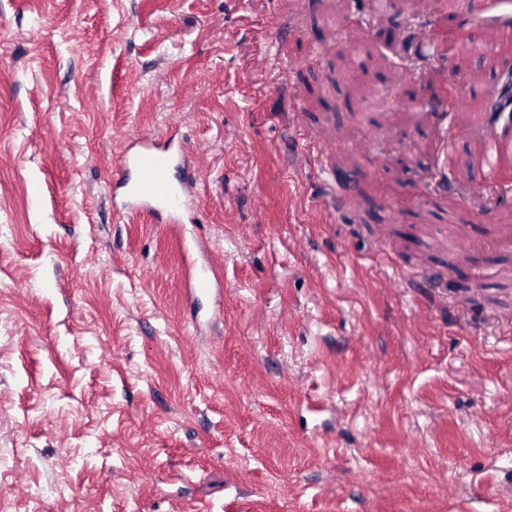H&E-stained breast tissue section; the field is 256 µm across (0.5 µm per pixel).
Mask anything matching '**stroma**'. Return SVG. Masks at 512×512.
<instances>
[{"instance_id":"stroma-1","label":"stroma","mask_w":512,"mask_h":512,"mask_svg":"<svg viewBox=\"0 0 512 512\" xmlns=\"http://www.w3.org/2000/svg\"><path fill=\"white\" fill-rule=\"evenodd\" d=\"M415 2L0 0V512H512V190L478 214L473 136L425 192L428 91L377 52ZM421 23L491 111L512 0ZM142 140L190 162L179 223L113 205Z\"/></svg>"}]
</instances>
